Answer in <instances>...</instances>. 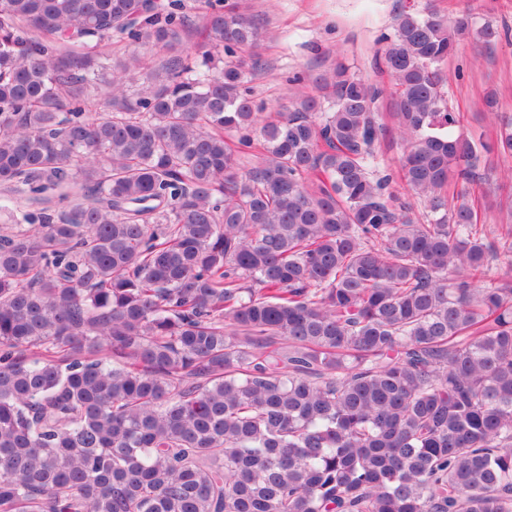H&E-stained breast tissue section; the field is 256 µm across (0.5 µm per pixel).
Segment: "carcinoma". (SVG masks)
<instances>
[{
    "instance_id": "carcinoma-1",
    "label": "carcinoma",
    "mask_w": 512,
    "mask_h": 512,
    "mask_svg": "<svg viewBox=\"0 0 512 512\" xmlns=\"http://www.w3.org/2000/svg\"><path fill=\"white\" fill-rule=\"evenodd\" d=\"M472 32L395 16L381 170V90L338 64L263 120L224 0H0V512H512V224L474 191L512 122L455 136L443 90Z\"/></svg>"
}]
</instances>
